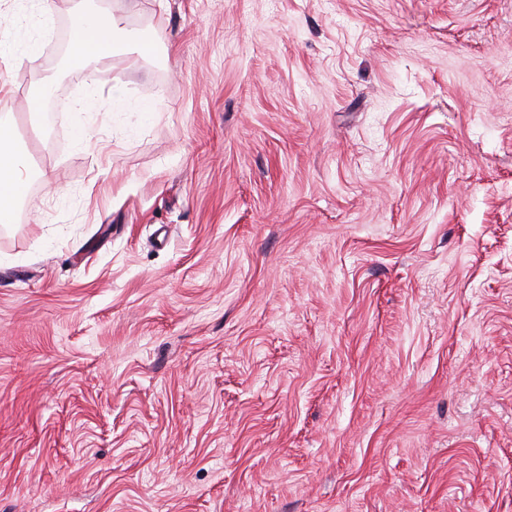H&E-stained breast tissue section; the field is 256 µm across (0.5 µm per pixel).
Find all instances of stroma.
Instances as JSON below:
<instances>
[{"label": "stroma", "mask_w": 512, "mask_h": 512, "mask_svg": "<svg viewBox=\"0 0 512 512\" xmlns=\"http://www.w3.org/2000/svg\"><path fill=\"white\" fill-rule=\"evenodd\" d=\"M50 2L0 10V512H512V0ZM75 53H81L92 48L99 54L106 55L111 50L116 38L118 22L112 15H101L98 17H86L76 14L72 22ZM13 140L12 129L0 124V215L14 213L22 198L21 188L25 186L28 175L22 161L10 150ZM25 192V189L22 188Z\"/></svg>", "instance_id": "35a3bbf8"}]
</instances>
